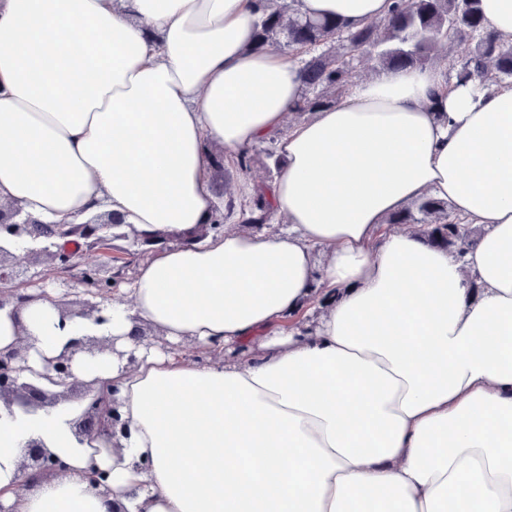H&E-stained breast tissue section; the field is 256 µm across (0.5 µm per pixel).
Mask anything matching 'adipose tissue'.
Returning a JSON list of instances; mask_svg holds the SVG:
<instances>
[{"instance_id": "1", "label": "adipose tissue", "mask_w": 512, "mask_h": 512, "mask_svg": "<svg viewBox=\"0 0 512 512\" xmlns=\"http://www.w3.org/2000/svg\"><path fill=\"white\" fill-rule=\"evenodd\" d=\"M394 0H295L359 27ZM255 0H0V201L45 224L112 212L191 233L142 261L104 323L49 300L0 310L25 378L71 340L118 385L114 433L77 437L84 404L0 408L9 512H512V83L447 63L389 69L289 123L300 66L253 50ZM276 138L275 233L206 234L226 156ZM431 195L484 232L462 256L388 216ZM330 299L297 324L315 287ZM171 348L134 339L136 324ZM224 347L200 364L182 341ZM39 441L69 468L18 494ZM104 475L99 488L89 465Z\"/></svg>"}]
</instances>
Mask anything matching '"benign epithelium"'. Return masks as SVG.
<instances>
[{
    "instance_id": "1",
    "label": "benign epithelium",
    "mask_w": 512,
    "mask_h": 512,
    "mask_svg": "<svg viewBox=\"0 0 512 512\" xmlns=\"http://www.w3.org/2000/svg\"><path fill=\"white\" fill-rule=\"evenodd\" d=\"M22 208L13 202H0V236L7 235L22 240H53L79 236L92 240V244L107 246L112 240V229L116 224L112 214L94 216L84 224L48 225L31 216L20 218ZM46 254L52 261L66 264L71 254L67 251H51L47 248L29 250L20 256L0 247V310L10 307L16 312L26 302L44 298L52 301L64 316H79L95 323L104 321L103 308L98 304L83 301L79 304L68 300L69 293L59 297L51 296L44 283L49 274L31 271L30 257ZM86 284L96 288L97 294L109 292L112 280L103 279L99 271L91 269L85 276ZM29 346L23 334H18L13 344L0 349V405L9 411L14 409L31 412L61 400L69 399L74 393L86 401L81 417L76 424V432L82 436H92L100 427L114 425L118 415L112 407V397L117 385L112 382L94 383L78 378L72 370L74 357L80 353L93 355L109 352L126 358L127 368L137 366V359L131 352L120 351L114 341L106 338L86 336L71 343L57 356L47 360V373L43 374L53 388H42L24 379L30 370L27 362ZM19 469L25 479L18 485V492H27L39 479L61 478L67 475L68 467L59 458L48 453L37 441L29 442L19 460Z\"/></svg>"
}]
</instances>
